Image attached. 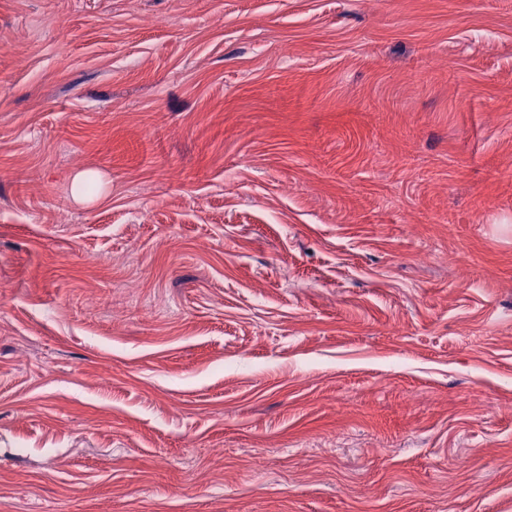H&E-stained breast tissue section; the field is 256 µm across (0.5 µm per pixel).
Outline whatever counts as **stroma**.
Listing matches in <instances>:
<instances>
[{"mask_svg": "<svg viewBox=\"0 0 512 512\" xmlns=\"http://www.w3.org/2000/svg\"><path fill=\"white\" fill-rule=\"evenodd\" d=\"M0 512H512V0H0Z\"/></svg>", "mask_w": 512, "mask_h": 512, "instance_id": "35a3bbf8", "label": "stroma"}]
</instances>
